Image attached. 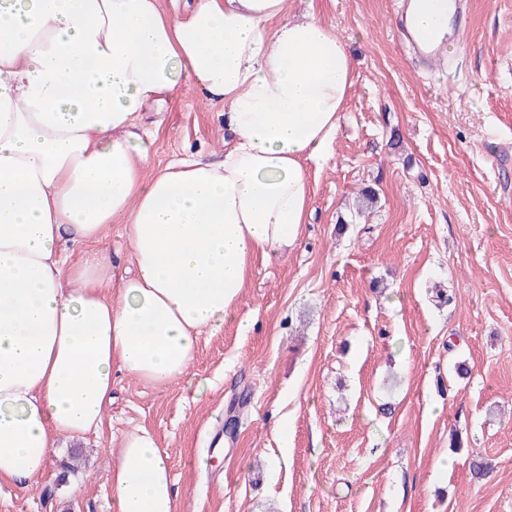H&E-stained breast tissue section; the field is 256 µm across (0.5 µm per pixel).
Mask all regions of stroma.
<instances>
[{
	"label": "stroma",
	"mask_w": 512,
	"mask_h": 512,
	"mask_svg": "<svg viewBox=\"0 0 512 512\" xmlns=\"http://www.w3.org/2000/svg\"><path fill=\"white\" fill-rule=\"evenodd\" d=\"M315 2L354 85L298 246L254 262L186 380L115 372L99 429L1 483L0 512H117L112 439L138 427L180 512H512V0H470L468 39L426 67L398 0ZM142 124L157 167L223 147L194 91Z\"/></svg>",
	"instance_id": "1"
}]
</instances>
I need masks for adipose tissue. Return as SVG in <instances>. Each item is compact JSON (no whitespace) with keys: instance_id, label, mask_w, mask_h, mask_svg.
<instances>
[{"instance_id":"adipose-tissue-1","label":"adipose tissue","mask_w":512,"mask_h":512,"mask_svg":"<svg viewBox=\"0 0 512 512\" xmlns=\"http://www.w3.org/2000/svg\"><path fill=\"white\" fill-rule=\"evenodd\" d=\"M171 4L0 0V481L31 482L61 438L98 428L114 368L184 379L254 259L298 245L309 167L332 157L353 64L314 6ZM181 88L223 106L222 159L144 177L141 114ZM116 223L133 263L117 281L90 248ZM111 480L118 512H178L147 430L122 436Z\"/></svg>"}]
</instances>
